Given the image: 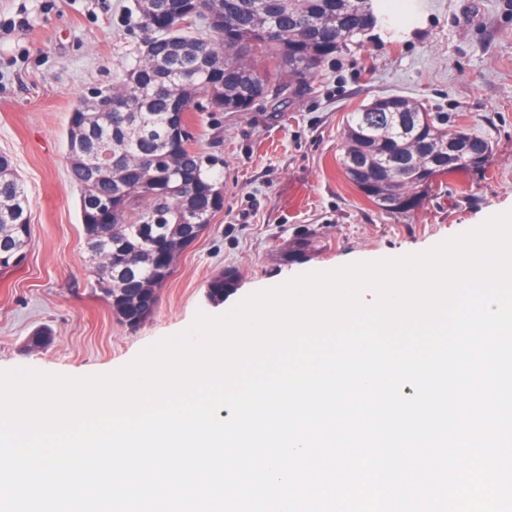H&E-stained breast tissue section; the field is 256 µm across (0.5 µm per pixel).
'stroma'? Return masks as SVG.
<instances>
[{"instance_id": "1", "label": "stroma", "mask_w": 512, "mask_h": 512, "mask_svg": "<svg viewBox=\"0 0 512 512\" xmlns=\"http://www.w3.org/2000/svg\"><path fill=\"white\" fill-rule=\"evenodd\" d=\"M374 5L380 23L322 65L310 91L200 113L195 146L220 159L224 206L132 330L91 285L67 127L74 105L115 83L149 33L133 0H0V153L25 182L32 225L25 263L0 272V370L114 371L189 328L197 312L223 313L319 269L419 253L512 210V0H407L400 19L389 17V0ZM391 95L486 139L484 172L445 176L409 214L373 205L342 172V133L348 113ZM306 227L315 252L288 261ZM227 268L235 290L209 301V279ZM43 328L50 343L30 346Z\"/></svg>"}]
</instances>
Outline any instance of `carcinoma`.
Instances as JSON below:
<instances>
[{
    "label": "carcinoma",
    "mask_w": 512,
    "mask_h": 512,
    "mask_svg": "<svg viewBox=\"0 0 512 512\" xmlns=\"http://www.w3.org/2000/svg\"><path fill=\"white\" fill-rule=\"evenodd\" d=\"M187 0H135L142 25L156 38L110 87L96 92L107 102L128 100L124 120L108 113L89 116L83 155H70V181L80 190L79 210L85 237L98 251L88 256L93 286L112 293V313L122 324L150 317L146 303L155 286L174 273L186 249L184 239L200 236L216 210L212 190L215 159L194 147L187 134L176 141L168 125L173 104L180 105L183 128L191 127L199 103L227 111L269 86L288 71L289 86L310 85L315 70L352 38L375 23L368 0H212V19L184 12ZM278 38L263 37L266 28ZM262 59L259 68L254 60ZM376 102L350 114L342 137L341 165L348 180L379 209L410 213L418 209L441 177L485 169L489 143L449 124L448 114L427 112L403 96ZM461 140L478 164L461 156L448 160V142ZM112 149V171L93 177L101 152ZM32 241L29 204L22 179L11 160L0 155V256L7 246ZM313 237H295L286 255L305 257ZM237 286L233 270L208 283L214 303Z\"/></svg>",
    "instance_id": "obj_1"
}]
</instances>
